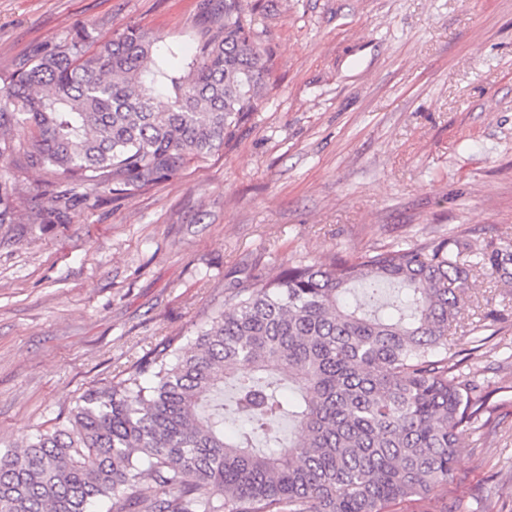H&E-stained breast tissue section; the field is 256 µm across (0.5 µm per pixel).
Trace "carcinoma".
<instances>
[{"label":"carcinoma","mask_w":512,"mask_h":512,"mask_svg":"<svg viewBox=\"0 0 512 512\" xmlns=\"http://www.w3.org/2000/svg\"><path fill=\"white\" fill-rule=\"evenodd\" d=\"M199 58L128 29L98 52L73 36L0 90V159L31 128V168L69 192L148 185L228 144L270 72L242 0L209 7ZM0 179V224L14 223ZM512 291V240L450 236L355 258L299 261L225 293L188 348L169 338L84 390L65 423L0 451V512H386L448 492L460 434L490 412L455 374L448 329L469 319V280ZM362 285L364 299L351 300ZM230 413L243 424L226 431ZM298 433L284 446L275 425Z\"/></svg>","instance_id":"carcinoma-1"}]
</instances>
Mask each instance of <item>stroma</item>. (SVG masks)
I'll list each match as a JSON object with an SVG mask.
<instances>
[{"label":"stroma","mask_w":512,"mask_h":512,"mask_svg":"<svg viewBox=\"0 0 512 512\" xmlns=\"http://www.w3.org/2000/svg\"><path fill=\"white\" fill-rule=\"evenodd\" d=\"M203 0H0V88L84 32L129 28L174 63L198 51ZM270 58L258 110L224 151L115 195L67 197L64 177L4 163L0 449L67 416L88 387L163 339L190 343L231 282L301 260L421 238H512V0H243ZM60 210L44 222L38 214ZM471 320L500 318L484 352L457 333L460 371L495 412L463 432L457 512H512V295L472 281Z\"/></svg>","instance_id":"stroma-1"}]
</instances>
